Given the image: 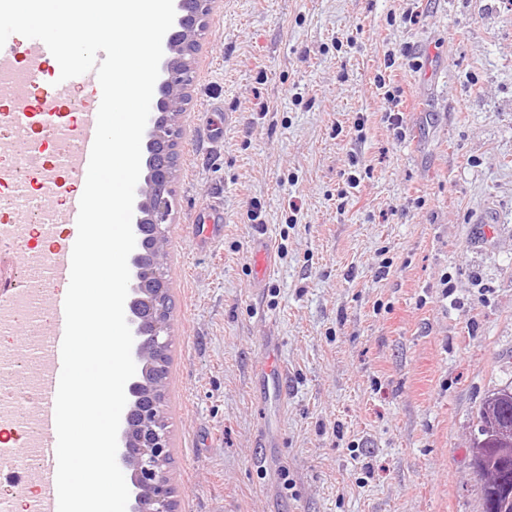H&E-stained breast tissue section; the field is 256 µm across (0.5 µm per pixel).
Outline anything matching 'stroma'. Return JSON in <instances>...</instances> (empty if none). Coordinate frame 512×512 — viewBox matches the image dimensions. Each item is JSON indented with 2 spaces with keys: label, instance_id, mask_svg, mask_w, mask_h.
Returning <instances> with one entry per match:
<instances>
[{
  "label": "stroma",
  "instance_id": "35a3bbf8",
  "mask_svg": "<svg viewBox=\"0 0 512 512\" xmlns=\"http://www.w3.org/2000/svg\"><path fill=\"white\" fill-rule=\"evenodd\" d=\"M179 122L175 512H483L476 414L512 382V0H215ZM266 336L284 383L255 370ZM251 250L256 273L253 286L254 288H260L270 267V245L264 237L259 235L253 240Z\"/></svg>",
  "mask_w": 512,
  "mask_h": 512
}]
</instances>
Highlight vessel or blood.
<instances>
[{
  "mask_svg": "<svg viewBox=\"0 0 512 512\" xmlns=\"http://www.w3.org/2000/svg\"><path fill=\"white\" fill-rule=\"evenodd\" d=\"M52 55L47 46L39 40H31L26 56V69L30 80L39 79L45 64ZM12 110L17 118L36 129L53 131L57 136L73 140L76 148L67 157L58 158L50 168L34 170L31 178L43 193L50 194L56 189L60 174L67 173L85 179L93 145L97 107H85L73 113L69 104L59 94H49L31 99L24 90H17L12 101ZM255 263V286H262L270 267V245L264 237H256L251 245ZM71 249L49 252L44 267L47 282L54 290L48 296L55 321L39 355L43 360L38 388L34 394L37 408L38 441L35 452L40 459L36 476L42 486L40 512H58L56 489V444L55 399L62 368L61 344L65 330L64 300L69 285L71 270Z\"/></svg>",
  "mask_w": 512,
  "mask_h": 512,
  "instance_id": "1",
  "label": "vessel or blood"
}]
</instances>
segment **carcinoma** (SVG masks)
Wrapping results in <instances>:
<instances>
[{"label":"carcinoma","mask_w":512,"mask_h":512,"mask_svg":"<svg viewBox=\"0 0 512 512\" xmlns=\"http://www.w3.org/2000/svg\"><path fill=\"white\" fill-rule=\"evenodd\" d=\"M474 466L484 478V512H512V386L482 403L472 441Z\"/></svg>","instance_id":"obj_1"}]
</instances>
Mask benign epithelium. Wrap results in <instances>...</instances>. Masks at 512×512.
I'll use <instances>...</instances> for the list:
<instances>
[{"mask_svg": "<svg viewBox=\"0 0 512 512\" xmlns=\"http://www.w3.org/2000/svg\"><path fill=\"white\" fill-rule=\"evenodd\" d=\"M215 0H178L177 30L168 38L165 78L154 99L149 120L148 153L156 163L146 162L147 172L135 190L132 297L128 322L133 335L136 373L129 387L130 402L118 442L117 463L129 474L131 512H174L173 491L168 479L171 451L164 421L163 386L170 347L168 288L162 259L168 245L175 150L181 129L178 116L187 104L192 70L186 56L195 50L205 32Z\"/></svg>", "mask_w": 512, "mask_h": 512, "instance_id": "7a95c632", "label": "benign epithelium"}]
</instances>
